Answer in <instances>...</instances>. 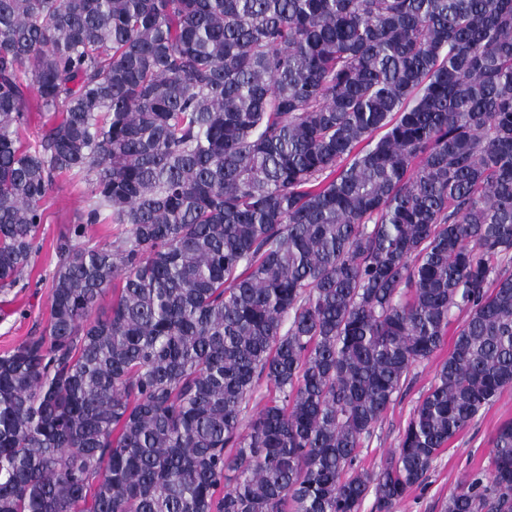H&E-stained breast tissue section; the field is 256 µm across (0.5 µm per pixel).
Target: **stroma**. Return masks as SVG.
<instances>
[{"label": "stroma", "instance_id": "1", "mask_svg": "<svg viewBox=\"0 0 512 512\" xmlns=\"http://www.w3.org/2000/svg\"><path fill=\"white\" fill-rule=\"evenodd\" d=\"M89 196L86 182L59 179L43 201L40 251L8 295L0 294V353L42 333L50 318L49 288L58 258L54 245L70 225L78 223ZM464 314H456L439 350L415 363L406 384L372 435L365 439L360 460L365 469L378 470L382 460L397 448L414 408L432 385L440 364L453 347ZM512 421V388L482 410L433 461L424 486L413 491L396 512H443L449 495L471 474L488 463L490 439L503 423Z\"/></svg>", "mask_w": 512, "mask_h": 512}]
</instances>
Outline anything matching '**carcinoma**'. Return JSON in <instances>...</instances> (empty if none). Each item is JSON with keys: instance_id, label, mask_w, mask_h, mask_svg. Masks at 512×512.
I'll return each instance as SVG.
<instances>
[{"instance_id": "cac0c4a2", "label": "carcinoma", "mask_w": 512, "mask_h": 512, "mask_svg": "<svg viewBox=\"0 0 512 512\" xmlns=\"http://www.w3.org/2000/svg\"><path fill=\"white\" fill-rule=\"evenodd\" d=\"M61 177L88 206L0 354V512H395L512 387V0H0L1 292ZM489 455L444 512H512V422ZM465 318V312H457L441 348L431 358L417 362L411 367L401 394L377 424L372 435L364 440L360 460L365 469L377 471L382 460L398 448L403 430L414 408L434 382L439 366L448 357L456 331Z\"/></svg>"}]
</instances>
